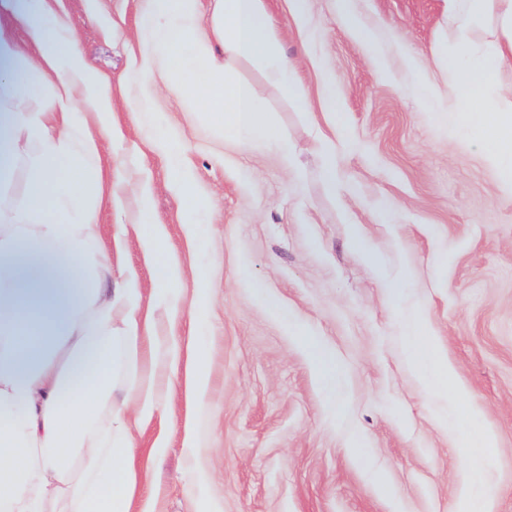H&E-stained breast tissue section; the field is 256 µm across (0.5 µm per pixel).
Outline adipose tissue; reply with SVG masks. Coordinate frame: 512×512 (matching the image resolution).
Returning a JSON list of instances; mask_svg holds the SVG:
<instances>
[{"label": "adipose tissue", "mask_w": 512, "mask_h": 512, "mask_svg": "<svg viewBox=\"0 0 512 512\" xmlns=\"http://www.w3.org/2000/svg\"><path fill=\"white\" fill-rule=\"evenodd\" d=\"M445 3L457 23L452 49L435 59L447 89L418 80L428 96L446 94L450 118L512 186V101L497 91L512 66V0ZM199 15V0H144L139 92L128 103L139 128L181 172L183 144L158 114L162 81L208 112L225 139L287 152L278 126L248 85L226 76L213 48L260 63L297 96L263 0H214L206 29ZM480 26L493 36L485 47L473 39ZM78 44L49 0H0V183L15 188L0 212V512H136L131 431L159 409L154 378L138 367L153 316L140 289L113 287L95 248L102 178L88 164L99 146L85 129L112 100ZM418 322L410 316L403 327L413 368L427 379L450 376L438 350L415 344ZM121 378L138 394L129 417L112 413Z\"/></svg>", "instance_id": "adipose-tissue-1"}]
</instances>
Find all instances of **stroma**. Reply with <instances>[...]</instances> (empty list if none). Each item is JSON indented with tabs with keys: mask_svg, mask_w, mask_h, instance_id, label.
Returning <instances> with one entry per match:
<instances>
[{
	"mask_svg": "<svg viewBox=\"0 0 512 512\" xmlns=\"http://www.w3.org/2000/svg\"><path fill=\"white\" fill-rule=\"evenodd\" d=\"M140 2L51 0L86 64L111 81L112 110L89 132L101 142L98 249L112 285L133 281L143 303L159 294L176 303L155 310L143 345L164 411L132 432L146 471L137 499L151 498L155 512H468L464 443L477 428L494 438L487 512H512V191L408 68L413 60L439 78L434 58L455 34L444 0H356L373 45L337 17L334 0H310L302 23L290 0H264L301 100L251 60L227 67L287 135L290 155L225 140L158 83L162 124L184 142L189 197L127 108L138 92ZM323 144L335 157L332 193ZM194 202L211 206L210 223L189 224ZM147 224L164 230L152 257ZM171 262L182 277L161 284L156 267ZM258 286L297 329L258 301ZM195 300L208 326L202 346L191 338ZM410 309L419 345L438 346L464 389L457 427L439 422L437 386L407 359ZM308 331L340 369L336 400ZM196 368L208 381L199 402L187 385ZM197 465L211 474L201 489L191 484Z\"/></svg>",
	"mask_w": 512,
	"mask_h": 512,
	"instance_id": "1",
	"label": "stroma"
}]
</instances>
